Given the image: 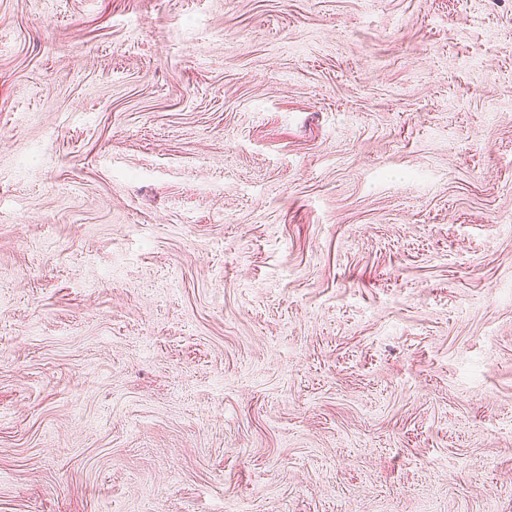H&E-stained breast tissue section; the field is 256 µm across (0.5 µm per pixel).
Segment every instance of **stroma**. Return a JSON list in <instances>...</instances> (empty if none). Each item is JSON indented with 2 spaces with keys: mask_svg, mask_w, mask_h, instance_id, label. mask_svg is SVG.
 <instances>
[{
  "mask_svg": "<svg viewBox=\"0 0 512 512\" xmlns=\"http://www.w3.org/2000/svg\"><path fill=\"white\" fill-rule=\"evenodd\" d=\"M0 512H512V0H0Z\"/></svg>",
  "mask_w": 512,
  "mask_h": 512,
  "instance_id": "35a3bbf8",
  "label": "stroma"
}]
</instances>
